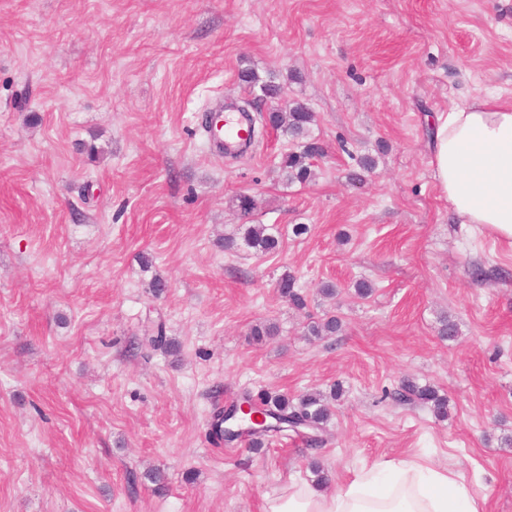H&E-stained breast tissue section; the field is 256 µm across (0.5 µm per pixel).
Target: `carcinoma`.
<instances>
[{"instance_id": "cac0c4a2", "label": "carcinoma", "mask_w": 512, "mask_h": 512, "mask_svg": "<svg viewBox=\"0 0 512 512\" xmlns=\"http://www.w3.org/2000/svg\"><path fill=\"white\" fill-rule=\"evenodd\" d=\"M242 81L250 86H260V90L266 97L278 96V87L273 84L259 83V77L251 71L241 72ZM271 125L282 128L295 139L309 137L310 125L314 121V114L302 104H297L287 112H271L268 114ZM322 147L316 142H307L299 153L285 154L280 162V169L290 179L305 180L310 174V165L307 160L322 156ZM238 232L249 245L260 253H266L276 248L277 240L271 234L270 228L265 224H241ZM280 297L298 310L307 308V295L297 287L296 279L286 274L277 284ZM150 343L159 348H165L172 353L179 352V345L169 340L163 329V325H157L154 336L149 338ZM392 398L399 403H418L430 407L434 416L444 419L448 416V399L438 394V391L429 385H420L411 380H404L400 386L391 393ZM248 403L253 410L263 413L268 418V426L253 433L252 444L259 447L262 439L271 433L284 431L299 432V426L303 425L312 431H322L332 416V410L327 400L319 393H306L290 400L287 396L262 390L257 394L245 393L239 402L232 404L224 410H217L212 414L213 432L217 438L233 441L238 434L224 430L226 421L236 422L240 416V406Z\"/></svg>"}]
</instances>
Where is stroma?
<instances>
[{
  "label": "stroma",
  "mask_w": 512,
  "mask_h": 512,
  "mask_svg": "<svg viewBox=\"0 0 512 512\" xmlns=\"http://www.w3.org/2000/svg\"><path fill=\"white\" fill-rule=\"evenodd\" d=\"M246 68L314 112L312 180H285L298 144L271 126L210 149L217 100L277 106ZM467 98L512 101V0H0V512H266L314 456L331 492L413 459L512 512V244L459 223L430 166L429 118ZM244 222L278 249L218 246ZM405 378L447 419L386 398ZM336 385L317 454L209 438L244 391ZM280 297L284 298L290 305L298 310L307 308V295L301 288L297 287L296 279L290 274H285L277 284Z\"/></svg>",
  "instance_id": "35a3bbf8"
}]
</instances>
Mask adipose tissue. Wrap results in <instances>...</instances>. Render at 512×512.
Wrapping results in <instances>:
<instances>
[{"label": "adipose tissue", "instance_id": "obj_1", "mask_svg": "<svg viewBox=\"0 0 512 512\" xmlns=\"http://www.w3.org/2000/svg\"><path fill=\"white\" fill-rule=\"evenodd\" d=\"M433 179L460 223L512 243V103L474 98L437 113ZM451 471L409 460L365 470L335 493L289 486L268 512H484Z\"/></svg>", "mask_w": 512, "mask_h": 512}]
</instances>
